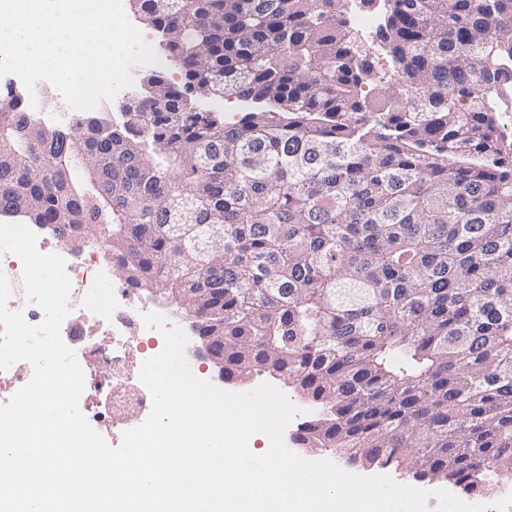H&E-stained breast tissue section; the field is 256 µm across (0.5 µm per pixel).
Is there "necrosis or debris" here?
Wrapping results in <instances>:
<instances>
[{
	"label": "necrosis or debris",
	"mask_w": 512,
	"mask_h": 512,
	"mask_svg": "<svg viewBox=\"0 0 512 512\" xmlns=\"http://www.w3.org/2000/svg\"><path fill=\"white\" fill-rule=\"evenodd\" d=\"M65 260L72 290L61 336L75 351L84 373L86 386L79 406L88 421L121 434L131 421H145L152 407L139 373L143 361L160 352L162 336L145 328L140 315L160 313L171 327L178 326V316L172 303L139 294L130 284L105 291L109 267L98 247L67 253ZM0 272L12 287L9 309L22 312L30 324L41 323L43 311L27 302L23 293L21 260L0 256Z\"/></svg>",
	"instance_id": "necrosis-or-debris-1"
}]
</instances>
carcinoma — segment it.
Wrapping results in <instances>:
<instances>
[{
	"label": "carcinoma",
	"mask_w": 512,
	"mask_h": 512,
	"mask_svg": "<svg viewBox=\"0 0 512 512\" xmlns=\"http://www.w3.org/2000/svg\"><path fill=\"white\" fill-rule=\"evenodd\" d=\"M133 0L183 78L120 121L0 101V216L100 225L127 281L196 307L224 373L282 376L296 439L466 494L512 476V0ZM261 102L235 122L192 95ZM87 166H69L70 152Z\"/></svg>",
	"instance_id": "cac0c4a2"
}]
</instances>
